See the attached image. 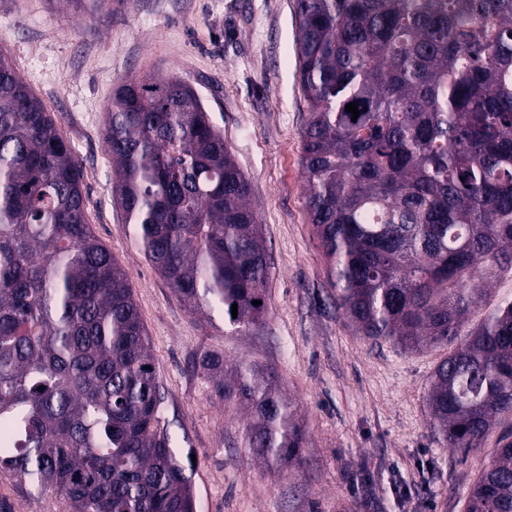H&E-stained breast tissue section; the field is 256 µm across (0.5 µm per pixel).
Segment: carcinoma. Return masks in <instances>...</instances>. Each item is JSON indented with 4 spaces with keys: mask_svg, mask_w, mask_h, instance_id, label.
<instances>
[{
    "mask_svg": "<svg viewBox=\"0 0 512 512\" xmlns=\"http://www.w3.org/2000/svg\"><path fill=\"white\" fill-rule=\"evenodd\" d=\"M66 2L94 19L112 5ZM295 22L305 205L339 306L360 336L453 346L425 403L432 435L467 454L512 419V302L458 341L512 267V0H295ZM104 142L156 272L194 309L259 325L269 266L249 184L196 93L173 76L121 83ZM85 208L71 145L0 54V472L70 512H195L132 289ZM202 367L258 460H301L274 381L215 354ZM465 512H512V435Z\"/></svg>",
    "mask_w": 512,
    "mask_h": 512,
    "instance_id": "1",
    "label": "carcinoma"
}]
</instances>
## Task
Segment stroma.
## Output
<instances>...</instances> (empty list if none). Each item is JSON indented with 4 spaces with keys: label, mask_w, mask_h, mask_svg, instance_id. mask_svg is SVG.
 I'll list each match as a JSON object with an SVG mask.
<instances>
[{
    "label": "stroma",
    "mask_w": 512,
    "mask_h": 512,
    "mask_svg": "<svg viewBox=\"0 0 512 512\" xmlns=\"http://www.w3.org/2000/svg\"><path fill=\"white\" fill-rule=\"evenodd\" d=\"M293 0H123L94 20L58 0H0L8 56L71 144L86 221L132 289L162 396L160 426L190 475L196 512H464L507 424L463 454L436 442L425 394L442 348L357 336L336 302L304 203ZM175 76L199 96L251 185L265 241L268 313L234 331L221 309L192 311L152 268L115 202L104 146L117 80ZM252 364L299 406L311 444L297 468L251 454L235 404L200 362ZM0 512H66L0 473Z\"/></svg>",
    "instance_id": "stroma-1"
}]
</instances>
